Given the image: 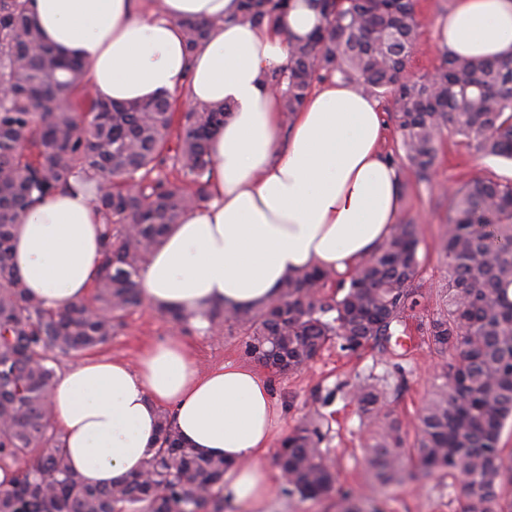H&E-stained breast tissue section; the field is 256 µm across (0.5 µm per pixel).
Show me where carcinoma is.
Masks as SVG:
<instances>
[{
  "label": "carcinoma",
  "mask_w": 512,
  "mask_h": 512,
  "mask_svg": "<svg viewBox=\"0 0 512 512\" xmlns=\"http://www.w3.org/2000/svg\"><path fill=\"white\" fill-rule=\"evenodd\" d=\"M32 0H0V464L14 463L0 512H224L228 464L191 448L174 416L158 410V435L137 475L89 487L66 461L52 427L50 389L59 357L106 344L125 313L143 302L140 273L184 213L211 197L210 140L230 116L227 104L165 95L131 102L97 98L85 68L44 42ZM290 0H239L241 21L275 26ZM324 23L289 43L288 63L268 74L292 122L314 84L334 76L366 95L388 96L412 174L430 181L444 130L486 157L512 161V57L440 53L441 64L404 77L420 23L413 0H315ZM216 21L180 23L194 51ZM85 178L106 217L93 303L48 308L29 296L12 264L20 213ZM454 216L438 250L448 267L439 305L419 325L442 358L435 390L407 446L385 409L388 385L365 378L347 392L368 434L367 461L381 484L415 471L463 482L464 512H512V456L498 447L512 417V180L474 179L450 189ZM418 225L392 235L360 261L337 292L335 274L309 268L288 276L257 307L213 306L209 327L236 329L245 356L296 372L329 344L347 355L385 350L406 313L431 299L419 283ZM321 418L297 426L277 455L286 491L328 494L336 481Z\"/></svg>",
  "instance_id": "1"
}]
</instances>
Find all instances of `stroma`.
Returning a JSON list of instances; mask_svg holds the SVG:
<instances>
[{
  "label": "stroma",
  "mask_w": 512,
  "mask_h": 512,
  "mask_svg": "<svg viewBox=\"0 0 512 512\" xmlns=\"http://www.w3.org/2000/svg\"><path fill=\"white\" fill-rule=\"evenodd\" d=\"M420 20L418 40L412 50L408 71L420 76L433 71L440 63L436 51V21L446 15L454 0H414ZM382 121L381 147L387 159L398 169L406 187L402 192V221L418 220L421 232L419 257L421 283L428 288L440 287L448 274L438 253V243L446 231L451 202L443 188L483 177L512 179V162L499 158H481L470 154L459 136L444 133L430 185L417 183L399 155V134L390 120L392 102L377 100ZM179 336L194 351L202 368L208 369L228 361L244 362L242 338L237 332H212L188 325L173 328L159 309L142 305L130 310L110 342L90 350V357H121L136 362L148 344ZM439 356L427 346L411 350L405 373L393 368L386 354L372 349L363 355L347 356L328 348L308 367L298 373H268L270 391L278 410L283 433H290L315 413L329 421L325 448L337 469L335 490L328 495L307 499L300 495L277 494L273 512H343V490L357 492L371 512H463L465 499L460 491H449L448 476H417L405 483L381 488L365 461L367 434L360 422L354 402L344 395L333 401L325 396L340 383H355L370 374L387 377L390 382L388 409L400 424L407 442L416 437L417 416L433 391V370Z\"/></svg>",
  "instance_id": "1"
}]
</instances>
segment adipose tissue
<instances>
[{
	"label": "adipose tissue",
	"mask_w": 512,
	"mask_h": 512,
	"mask_svg": "<svg viewBox=\"0 0 512 512\" xmlns=\"http://www.w3.org/2000/svg\"><path fill=\"white\" fill-rule=\"evenodd\" d=\"M239 0H35L44 38L84 60L89 88L118 101L185 92L229 103L211 146L212 197L187 213L142 272L146 302L205 326L214 305L251 307L290 274L317 266L351 272L391 235L401 196L379 149L381 116L355 86L322 84L289 136L266 82L288 41L321 23L310 0H291L279 26L238 21ZM218 26L187 52L179 19ZM437 46L463 56L512 57V0H455L436 21ZM103 217L80 188L29 210L14 229L12 262L29 294L56 307L87 300L98 273ZM53 422L83 483L106 487L142 470L161 406L198 452L224 458V496L242 512H271L276 495L260 458L281 434L264 374L248 364L201 369L177 338L149 345L136 363L93 358L60 373Z\"/></svg>",
	"instance_id": "obj_1"
}]
</instances>
